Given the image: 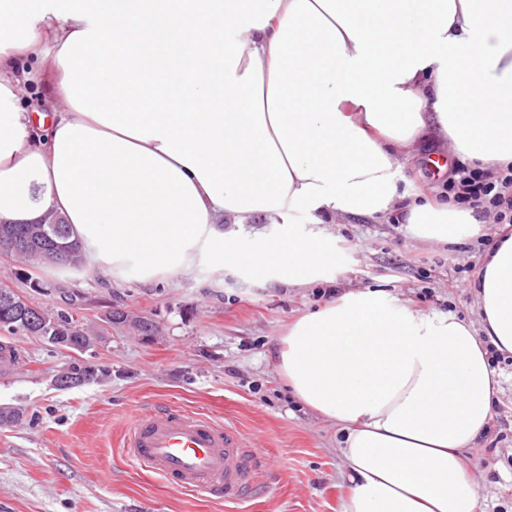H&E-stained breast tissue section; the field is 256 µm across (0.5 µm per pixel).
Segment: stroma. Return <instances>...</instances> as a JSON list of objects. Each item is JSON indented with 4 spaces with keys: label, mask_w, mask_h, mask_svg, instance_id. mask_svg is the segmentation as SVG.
<instances>
[{
    "label": "stroma",
    "mask_w": 512,
    "mask_h": 512,
    "mask_svg": "<svg viewBox=\"0 0 512 512\" xmlns=\"http://www.w3.org/2000/svg\"><path fill=\"white\" fill-rule=\"evenodd\" d=\"M447 152L442 144L415 145L400 160V187L442 193L445 173L432 161ZM478 219L486 236L448 246L412 237L394 212L332 219L326 230L337 242L336 264L306 287L218 274L206 264L153 284L30 268L34 279L80 293L86 320L115 306L150 319L157 331L143 336L115 324L84 354L0 331V342L12 340L22 357L0 373V406L25 411L21 421L0 425V505L7 512H340L347 480L339 432L288 392L278 339L294 320L350 290H381L478 322L472 285L501 230L494 213ZM82 361L100 368L97 381L55 385L60 370ZM494 370L495 409L470 455L485 512H512V354H502ZM169 404L229 421L260 444L265 492L230 509L137 470L123 448L126 428L139 412Z\"/></svg>",
    "instance_id": "obj_1"
}]
</instances>
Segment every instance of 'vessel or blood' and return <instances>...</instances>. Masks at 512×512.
<instances>
[{"mask_svg":"<svg viewBox=\"0 0 512 512\" xmlns=\"http://www.w3.org/2000/svg\"><path fill=\"white\" fill-rule=\"evenodd\" d=\"M124 447L140 468L227 504L247 501L264 482L263 448L228 423L168 406L135 416Z\"/></svg>","mask_w":512,"mask_h":512,"instance_id":"vessel-or-blood-1","label":"vessel or blood"}]
</instances>
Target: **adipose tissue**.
Returning <instances> with one entry per match:
<instances>
[{
  "instance_id": "adipose-tissue-1",
  "label": "adipose tissue",
  "mask_w": 512,
  "mask_h": 512,
  "mask_svg": "<svg viewBox=\"0 0 512 512\" xmlns=\"http://www.w3.org/2000/svg\"><path fill=\"white\" fill-rule=\"evenodd\" d=\"M23 55L55 74L26 108ZM431 137L512 166V0H0V221L62 218L88 273L206 263L305 286L336 262L323 219L397 207L419 238L479 234L399 191V154ZM296 209L313 231L237 249L234 226ZM474 289L477 330L351 290L281 336L288 387L342 431V512H483L470 452L496 402L489 351L512 352V233Z\"/></svg>"
}]
</instances>
